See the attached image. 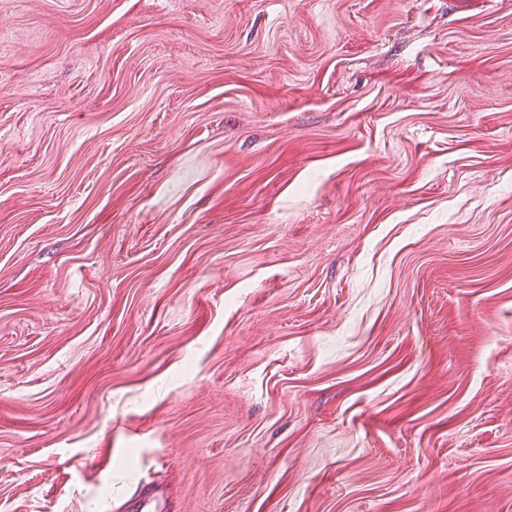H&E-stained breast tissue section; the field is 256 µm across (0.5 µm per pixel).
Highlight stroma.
Returning <instances> with one entry per match:
<instances>
[{
    "mask_svg": "<svg viewBox=\"0 0 512 512\" xmlns=\"http://www.w3.org/2000/svg\"><path fill=\"white\" fill-rule=\"evenodd\" d=\"M512 512V0H0V512Z\"/></svg>",
    "mask_w": 512,
    "mask_h": 512,
    "instance_id": "35a3bbf8",
    "label": "stroma"
}]
</instances>
